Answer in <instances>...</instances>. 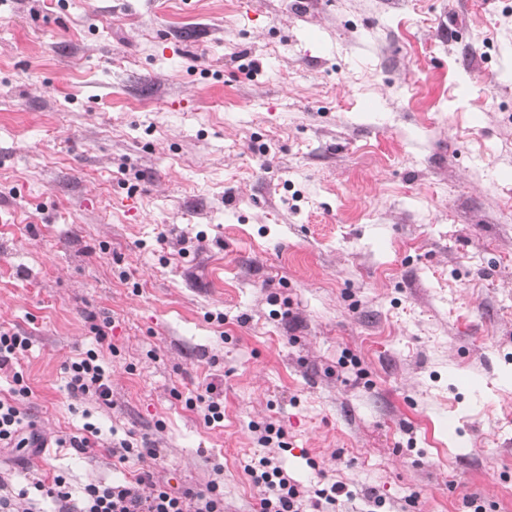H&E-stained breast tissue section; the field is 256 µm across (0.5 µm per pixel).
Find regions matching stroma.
<instances>
[{"label":"stroma","mask_w":512,"mask_h":512,"mask_svg":"<svg viewBox=\"0 0 512 512\" xmlns=\"http://www.w3.org/2000/svg\"><path fill=\"white\" fill-rule=\"evenodd\" d=\"M1 328L13 488L147 439L224 512L264 456L335 512H512V0H0ZM29 346V338L17 332L0 330V369L13 365ZM68 370V389L72 395L91 393L104 404L111 402L112 390L95 351H86L83 357L70 364ZM13 379L19 388L13 390L11 399H0V447L18 450L42 448L45 443L43 436L24 424L19 408V401L28 397L29 389L23 385V376L18 371Z\"/></svg>","instance_id":"35a3bbf8"}]
</instances>
